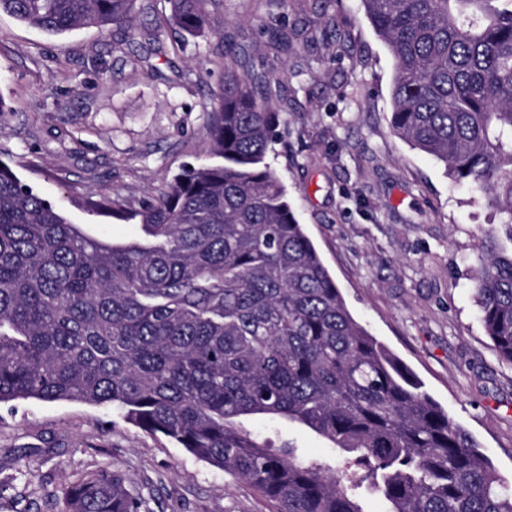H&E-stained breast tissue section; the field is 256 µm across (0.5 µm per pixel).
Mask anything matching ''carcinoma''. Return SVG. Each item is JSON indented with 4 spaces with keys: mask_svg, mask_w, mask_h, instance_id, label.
I'll return each instance as SVG.
<instances>
[{
    "mask_svg": "<svg viewBox=\"0 0 512 512\" xmlns=\"http://www.w3.org/2000/svg\"><path fill=\"white\" fill-rule=\"evenodd\" d=\"M138 0H0L52 35L130 27ZM210 0H170L164 24L197 36ZM394 58L390 123L459 183L503 233L478 242L473 291L498 357L512 363V0H362ZM209 131L221 164L183 170L129 211L114 244L85 233L0 167V403L111 409L281 505L278 512H512V491L475 440L349 312L265 162L282 77L236 72ZM297 422L334 458L275 448L243 420ZM61 512H146L116 471L71 482Z\"/></svg>",
    "mask_w": 512,
    "mask_h": 512,
    "instance_id": "1",
    "label": "carcinoma"
}]
</instances>
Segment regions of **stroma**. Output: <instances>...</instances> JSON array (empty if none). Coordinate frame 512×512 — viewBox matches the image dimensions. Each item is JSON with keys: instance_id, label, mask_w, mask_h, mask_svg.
Returning a JSON list of instances; mask_svg holds the SVG:
<instances>
[{"instance_id": "35a3bbf8", "label": "stroma", "mask_w": 512, "mask_h": 512, "mask_svg": "<svg viewBox=\"0 0 512 512\" xmlns=\"http://www.w3.org/2000/svg\"><path fill=\"white\" fill-rule=\"evenodd\" d=\"M136 35L115 26L51 35L0 12V161L71 223L115 243L140 226L79 202L106 194L140 208L184 168L212 163L209 129L225 44L241 71L283 78L267 161L345 303L480 445L512 487V364L477 315V244L494 225L478 190L390 126L394 60L361 0H211L196 37L141 29L170 12L151 0ZM288 29L273 50L271 29ZM255 432L308 457L330 443L285 420ZM108 468L150 512H276L224 470L107 409L0 404V512H59L68 483Z\"/></svg>"}]
</instances>
